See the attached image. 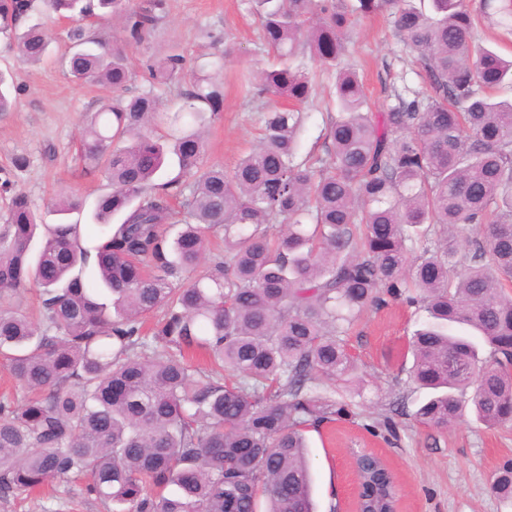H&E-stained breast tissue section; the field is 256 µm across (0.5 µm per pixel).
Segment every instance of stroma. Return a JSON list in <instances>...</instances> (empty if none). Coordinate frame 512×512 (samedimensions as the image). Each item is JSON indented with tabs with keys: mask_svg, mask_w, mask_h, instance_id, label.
I'll use <instances>...</instances> for the list:
<instances>
[{
	"mask_svg": "<svg viewBox=\"0 0 512 512\" xmlns=\"http://www.w3.org/2000/svg\"><path fill=\"white\" fill-rule=\"evenodd\" d=\"M165 21L147 45L126 49L133 71L145 56H163L174 45L192 59L205 60L227 52L224 65V109L206 129L207 161L232 172L239 159L258 142L262 118L277 98H245L242 75L274 63L263 51L255 19L241 0H166ZM53 31L52 55L27 65L0 44V69L10 71L15 111L0 114V168H13L26 157L25 168L13 169L17 189L25 192L38 211L57 193L77 194L94 202L108 192V183L88 176L80 152L83 120L103 91L71 81L58 63L70 48L68 20L38 16ZM343 60L361 68L372 112L389 101V88L425 90V73L417 55L395 34L387 14L360 20L345 41ZM313 95L305 105L306 119L299 142L300 155L326 153L322 129L326 119L331 74L310 66ZM421 315L403 301L390 302L362 314L346 340L355 359L349 382L337 393L361 395L355 421L328 423L309 432V453L317 512H349L352 454L363 448L379 452L397 477L402 512H512V503L490 491L498 468L512 460V429H488L472 416L439 429L413 421L409 413L424 397L402 370L407 340ZM404 400L407 415L399 417L395 434L377 423ZM82 479L52 483L37 496L0 493V512H105L85 491Z\"/></svg>",
	"mask_w": 512,
	"mask_h": 512,
	"instance_id": "stroma-1",
	"label": "stroma"
}]
</instances>
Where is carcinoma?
I'll list each match as a JSON object with an SVG mask.
<instances>
[{"mask_svg": "<svg viewBox=\"0 0 512 512\" xmlns=\"http://www.w3.org/2000/svg\"><path fill=\"white\" fill-rule=\"evenodd\" d=\"M242 0L277 64L258 94L259 144L233 173L208 165L224 58L197 69L173 46L131 90L125 47L162 23L165 0H49L71 20L67 75L110 92L88 113L86 173L111 191L60 193L45 224L0 176V357L27 391L0 402V492L68 475L107 512H316L306 431L357 415L330 383L353 370L345 335L369 308L426 313L408 344L412 413L447 428L471 410L512 425V56L479 43L483 19L512 35V0ZM392 10L428 88L371 112L341 56L361 18ZM36 0H0V37L36 64L50 37ZM110 20L108 42L86 21ZM335 76L327 157L297 160L308 64ZM0 72V113L13 109ZM120 217L114 223V217ZM224 253L207 256L211 234ZM34 287L39 317L13 300ZM162 315L144 332L146 317ZM189 352L208 357L192 366ZM360 512H394L385 461L357 452ZM512 501V460L491 486Z\"/></svg>", "mask_w": 512, "mask_h": 512, "instance_id": "1", "label": "carcinoma"}]
</instances>
